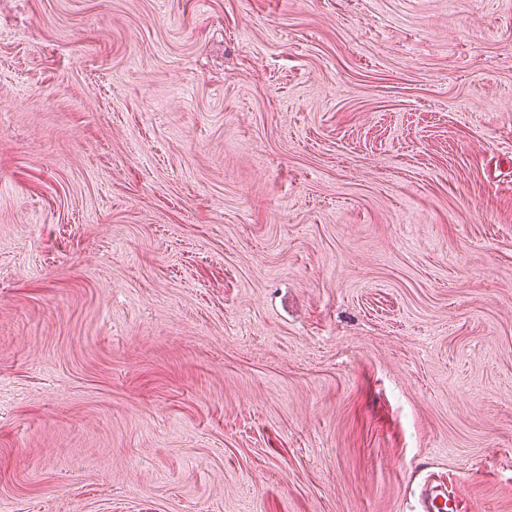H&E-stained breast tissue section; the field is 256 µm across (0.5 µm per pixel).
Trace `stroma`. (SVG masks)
<instances>
[{
  "mask_svg": "<svg viewBox=\"0 0 512 512\" xmlns=\"http://www.w3.org/2000/svg\"><path fill=\"white\" fill-rule=\"evenodd\" d=\"M512 512V0H0V512Z\"/></svg>",
  "mask_w": 512,
  "mask_h": 512,
  "instance_id": "stroma-1",
  "label": "stroma"
}]
</instances>
